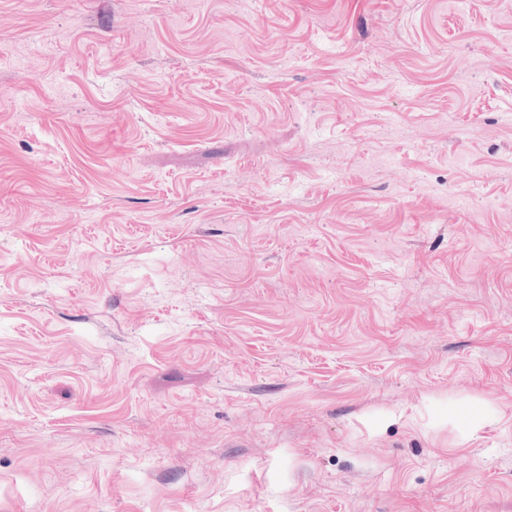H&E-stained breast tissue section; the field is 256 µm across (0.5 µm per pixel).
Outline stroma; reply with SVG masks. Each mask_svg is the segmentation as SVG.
I'll return each instance as SVG.
<instances>
[{"label": "stroma", "instance_id": "35a3bbf8", "mask_svg": "<svg viewBox=\"0 0 512 512\" xmlns=\"http://www.w3.org/2000/svg\"><path fill=\"white\" fill-rule=\"evenodd\" d=\"M0 512H512V0H0Z\"/></svg>", "mask_w": 512, "mask_h": 512}]
</instances>
